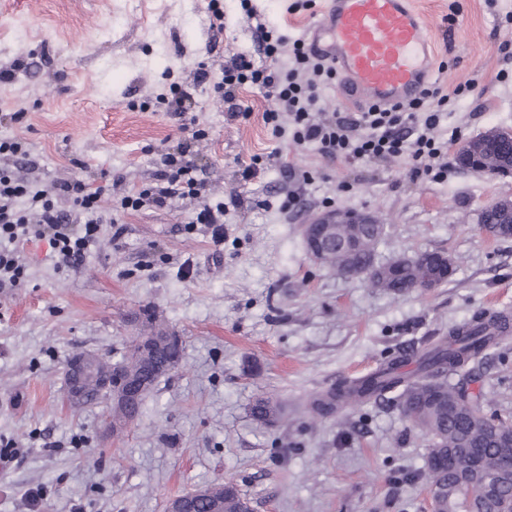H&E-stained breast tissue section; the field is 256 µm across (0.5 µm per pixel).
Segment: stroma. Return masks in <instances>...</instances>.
I'll list each match as a JSON object with an SVG mask.
<instances>
[{
	"instance_id": "1",
	"label": "stroma",
	"mask_w": 512,
	"mask_h": 512,
	"mask_svg": "<svg viewBox=\"0 0 512 512\" xmlns=\"http://www.w3.org/2000/svg\"><path fill=\"white\" fill-rule=\"evenodd\" d=\"M0 25V66L29 68L0 82V139L29 151L21 175L41 187L78 177L108 180L113 196L154 185L161 150L187 146L211 201L237 195L224 217V242L191 223L195 199L167 209L118 213L113 238L65 267L45 242L26 245L28 277L0 288V437L14 440L0 465V512H165L167 501L216 481H233L254 512H429L423 472L427 437L393 402L350 403L315 418L310 402L328 388L364 378L390 362L403 375L414 352L485 312L512 314V239L491 240L479 210L512 196V177L492 179L449 162L441 181L413 180L409 166L326 165L314 148L295 150L311 171L297 184L290 214L257 207L276 171L250 182L238 169L270 151L251 87L238 96L249 119L226 121L211 88L193 84L199 62L220 70L229 50H252L239 0H224L225 30L215 51L208 0H10ZM427 21L432 66L448 88L477 80L448 106L443 126L463 139L512 129V0H414ZM191 89L205 139L194 141L165 112L139 110L166 80ZM349 190H339L340 182ZM369 210L385 235L386 262L440 252L450 280L397 295L345 278L307 254L301 227L315 213ZM155 308L185 343L181 365L162 377L121 438L105 426L109 402L74 408L64 373L80 352L118 357L132 330L127 317ZM258 372L246 374V364ZM485 410L512 424V337L492 347L472 382ZM288 404V420L259 427L252 400Z\"/></svg>"
}]
</instances>
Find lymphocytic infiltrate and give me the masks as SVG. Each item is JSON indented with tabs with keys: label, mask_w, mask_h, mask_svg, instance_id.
I'll use <instances>...</instances> for the list:
<instances>
[{
	"label": "lymphocytic infiltrate",
	"mask_w": 512,
	"mask_h": 512,
	"mask_svg": "<svg viewBox=\"0 0 512 512\" xmlns=\"http://www.w3.org/2000/svg\"><path fill=\"white\" fill-rule=\"evenodd\" d=\"M244 12L254 23L255 53H232L217 73L198 63L194 78L196 85L212 88L230 121L250 118L252 113L251 106L238 98L239 87L258 89L270 103L262 120L276 146L266 156L241 164L242 181L254 180L269 167L295 177L296 170L284 154L290 144L313 146L331 163H396L406 158L413 177L444 179L448 171L442 161L448 152L441 136L444 117L451 98L472 91V84L458 85L450 92L434 81L408 101L370 103L357 112H329L323 92L338 75L335 65L310 49L305 39L260 20L252 6H245ZM26 156L20 140L0 141V288L24 281L25 245L47 241L59 262L78 265L98 245L100 226L107 221L102 202L111 196L109 185L94 187L74 178L56 184L51 192L36 188L15 173ZM205 193L206 180L197 166L165 152L156 185L124 195L120 207L166 209L177 200L198 198L202 205L193 223L209 225L213 239L223 241L225 204L210 203Z\"/></svg>",
	"instance_id": "lymphocytic-infiltrate-1"
}]
</instances>
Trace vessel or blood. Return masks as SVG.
<instances>
[{"instance_id":"vessel-or-blood-1","label":"vessel or blood","mask_w":512,"mask_h":512,"mask_svg":"<svg viewBox=\"0 0 512 512\" xmlns=\"http://www.w3.org/2000/svg\"><path fill=\"white\" fill-rule=\"evenodd\" d=\"M426 20L412 0H328L311 48L332 60L360 103L413 97L430 70Z\"/></svg>"}]
</instances>
